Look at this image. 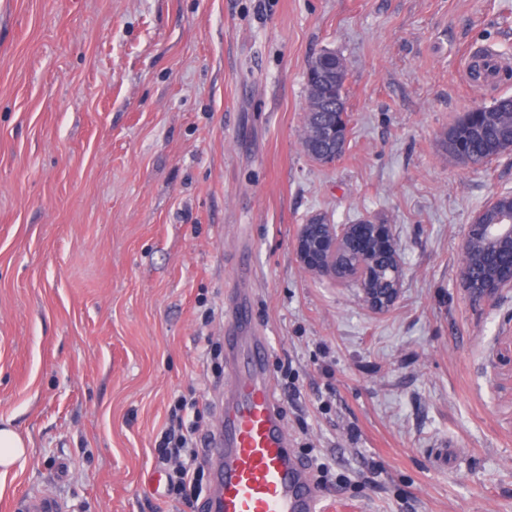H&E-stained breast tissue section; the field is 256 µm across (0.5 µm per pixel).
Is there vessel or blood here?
<instances>
[{
	"label": "vessel or blood",
	"mask_w": 512,
	"mask_h": 512,
	"mask_svg": "<svg viewBox=\"0 0 512 512\" xmlns=\"http://www.w3.org/2000/svg\"><path fill=\"white\" fill-rule=\"evenodd\" d=\"M249 320L247 294H240L224 332L229 371L224 414L209 448L215 492L210 512H322L323 489L288 446L281 403L268 376V341L243 335ZM24 512H65L53 493L29 496Z\"/></svg>",
	"instance_id": "b4317fda"
}]
</instances>
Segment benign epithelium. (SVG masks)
<instances>
[{"label": "benign epithelium", "mask_w": 512, "mask_h": 512, "mask_svg": "<svg viewBox=\"0 0 512 512\" xmlns=\"http://www.w3.org/2000/svg\"><path fill=\"white\" fill-rule=\"evenodd\" d=\"M316 134L328 139L340 136L349 140L345 113L339 114L336 126L318 129ZM481 219L479 212L469 224L464 247L468 249L479 240H491L512 253V224H483ZM294 250L309 272L339 284L355 283L363 303L374 313L386 312L399 299L402 257L389 224H377L367 215L354 224H323L320 218L312 217L300 225ZM384 270L389 273L384 280L386 287H373ZM460 282L469 295L489 299L502 289L512 287V265L496 276L478 282L464 269Z\"/></svg>", "instance_id": "obj_1"}]
</instances>
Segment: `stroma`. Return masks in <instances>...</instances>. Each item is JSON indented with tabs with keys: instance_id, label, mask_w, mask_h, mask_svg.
Instances as JSON below:
<instances>
[{
	"instance_id": "obj_1",
	"label": "stroma",
	"mask_w": 512,
	"mask_h": 512,
	"mask_svg": "<svg viewBox=\"0 0 512 512\" xmlns=\"http://www.w3.org/2000/svg\"><path fill=\"white\" fill-rule=\"evenodd\" d=\"M348 67L332 166L301 138L305 72ZM512 59V0H0V424L28 442L0 478L69 512H207L165 497L156 439L177 399L216 429L224 344L250 288L292 448L326 512H512V287L460 284L473 216L512 155H445L453 120L512 95L466 77ZM380 214L404 274L376 314L307 272L321 215ZM476 61H479L485 66V78L478 79L483 84H491L494 82L497 71L504 67L500 58L485 50L476 51L470 56L468 60L469 67Z\"/></svg>"
}]
</instances>
